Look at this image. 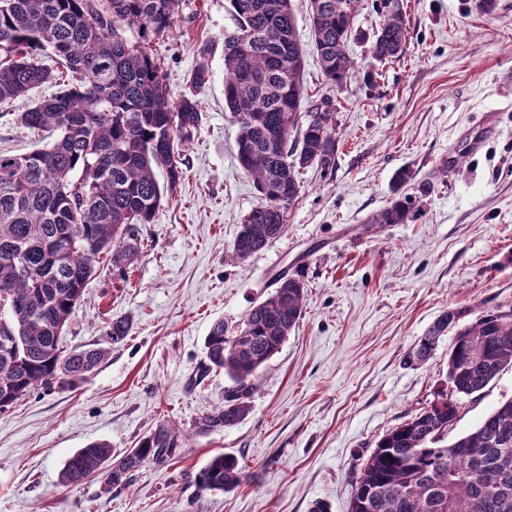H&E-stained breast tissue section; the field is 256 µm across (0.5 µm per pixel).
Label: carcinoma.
<instances>
[{
    "instance_id": "1",
    "label": "carcinoma",
    "mask_w": 512,
    "mask_h": 512,
    "mask_svg": "<svg viewBox=\"0 0 512 512\" xmlns=\"http://www.w3.org/2000/svg\"><path fill=\"white\" fill-rule=\"evenodd\" d=\"M379 2L370 53L385 63L405 54L408 31L399 0ZM229 3L237 27L224 37V104L237 124L238 163L261 199L227 252L241 263L285 233L288 209L302 192L296 171L334 167L336 108L328 97L309 104L292 0ZM309 3L313 51L326 81L340 87L359 71L349 42L362 0ZM177 7L178 0H0V104L56 80L45 56L68 72L55 93L19 117L50 141L22 155L0 152L1 413L39 388H76L110 352L96 344L68 350L61 334L99 255L125 272L137 225L151 223L183 178L176 148L201 125L197 91L211 72L199 63L192 90L172 99L152 44L173 28ZM157 165L167 171L164 187L154 176ZM413 216L412 200H398L374 223L405 224ZM305 297L303 274L281 273L273 293L237 329L222 320L211 327L201 373L220 369L230 385L195 423L196 433L247 418L259 372L299 324ZM460 317L446 312L418 339L413 361L422 364L440 337L455 330L448 388L377 442L353 474L348 512H512V397L471 432L452 435L459 399L481 396L512 366V311L488 312L467 325ZM130 332L128 319L114 318L108 343L121 344ZM186 440L167 420L120 453L93 442L67 459L61 481L75 487L98 479L107 491L127 489L143 465L179 457ZM244 477L239 458L221 453L194 482L202 491L224 492Z\"/></svg>"
}]
</instances>
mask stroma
<instances>
[{
	"mask_svg": "<svg viewBox=\"0 0 512 512\" xmlns=\"http://www.w3.org/2000/svg\"><path fill=\"white\" fill-rule=\"evenodd\" d=\"M405 54L362 79L328 84L311 51L307 0H293L308 51L303 83L312 101L336 108V164L301 169L288 230L243 263L226 260L258 202L236 159V124L224 109V36L229 0H179L175 25L154 45L172 98L189 91L199 49L212 82L199 94L203 123L180 148L184 176L151 223L138 227L126 275L97 263L63 331L67 346L100 343L112 318L132 323L100 368L73 390L39 389L0 413V512H309L324 500L347 512L352 474L377 441L447 385L453 332L423 364L410 357L445 312L472 323L512 309V0L484 14L473 0H402ZM363 0L350 51L368 67L380 22ZM29 99L0 105V150L33 149L17 124ZM478 139L462 152L465 138ZM407 184H399V173ZM414 200L404 224L372 218ZM302 271L306 310L260 372L241 424L189 439L179 458L140 468L129 489L60 481L79 448L133 447L163 419L193 428L224 397L223 373L199 376L212 325L241 323L280 272ZM512 397V367L475 399L460 401L455 426L473 429ZM245 467L229 492H199L194 476L217 454Z\"/></svg>",
	"mask_w": 512,
	"mask_h": 512,
	"instance_id": "stroma-1",
	"label": "stroma"
}]
</instances>
